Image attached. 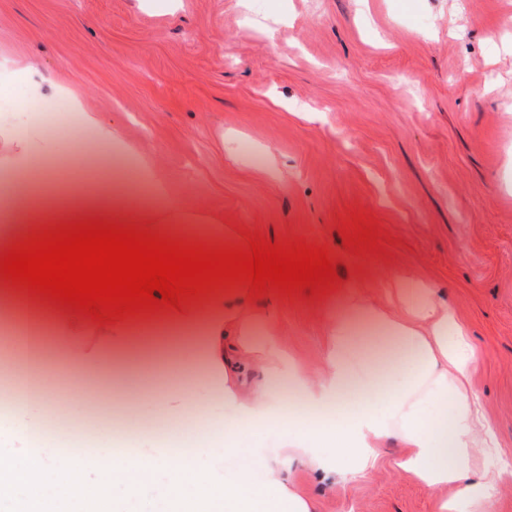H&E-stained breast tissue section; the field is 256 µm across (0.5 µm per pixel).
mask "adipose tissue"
<instances>
[{
  "mask_svg": "<svg viewBox=\"0 0 512 512\" xmlns=\"http://www.w3.org/2000/svg\"><path fill=\"white\" fill-rule=\"evenodd\" d=\"M73 106L94 136L79 153L122 154L119 132ZM25 113L0 124V198L12 205V245L43 233L30 223L33 206L55 208L63 222L120 216L123 225L171 242L208 249H246L248 238L217 216L197 223L186 198L171 195L154 168L142 165L148 204L131 208L126 191L64 187L62 195L32 198L26 188L39 133ZM164 213L168 223H155ZM397 297L383 303L357 291L341 294L325 313L321 366L304 370L284 348L286 330L271 312L252 304L249 282H227L166 306L164 332L189 338L180 387L159 399L171 429L130 440L128 424L113 416L99 430L93 453L56 448L57 413L74 409L95 380L118 375L143 357L129 317L100 321L59 307L51 344H31L50 372L43 403L16 412L0 430V497L23 495L30 512L79 505V512H124L130 496L151 487L164 512H312L291 487L297 471L344 485L364 475L389 440L406 450L403 468L430 489L454 485L455 500L493 512L500 485L512 479L480 401L470 391L480 354L465 327L417 274H395ZM396 343L398 361L377 368L358 344L362 328Z\"/></svg>",
  "mask_w": 512,
  "mask_h": 512,
  "instance_id": "ef3b65f1",
  "label": "adipose tissue"
}]
</instances>
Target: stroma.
Here are the masks:
<instances>
[{
	"label": "stroma",
	"mask_w": 512,
	"mask_h": 512,
	"mask_svg": "<svg viewBox=\"0 0 512 512\" xmlns=\"http://www.w3.org/2000/svg\"><path fill=\"white\" fill-rule=\"evenodd\" d=\"M28 60L41 88L17 73ZM60 84L196 213L327 250L326 293L254 299L304 367L342 289L376 302L399 271L435 283L483 354L471 390L512 459V0H0V116L39 112L32 168L67 179L54 159L80 121ZM362 223L381 252L350 253L341 233ZM402 453L391 440L342 487L292 484L314 512H439L456 487L429 490Z\"/></svg>",
	"instance_id": "1"
}]
</instances>
